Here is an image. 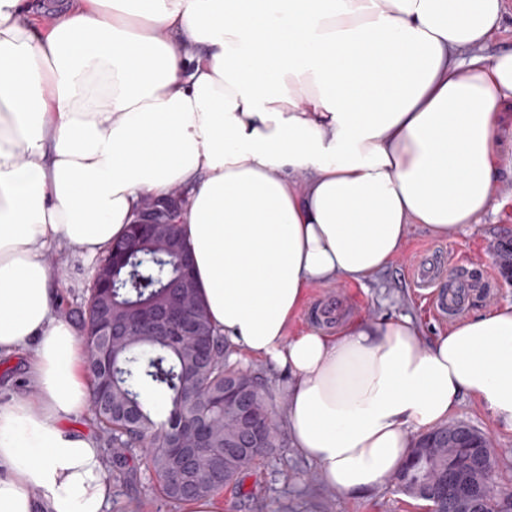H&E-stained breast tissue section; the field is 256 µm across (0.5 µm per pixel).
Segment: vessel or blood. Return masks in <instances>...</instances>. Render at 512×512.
Masks as SVG:
<instances>
[{
    "label": "vessel or blood",
    "instance_id": "vessel-or-blood-1",
    "mask_svg": "<svg viewBox=\"0 0 512 512\" xmlns=\"http://www.w3.org/2000/svg\"><path fill=\"white\" fill-rule=\"evenodd\" d=\"M458 266L459 274L445 282L439 278L438 266L416 263L408 268V275L417 287L432 290L433 315L444 323L464 310L473 288H481L486 293L494 283L492 272L487 267H480L478 276L474 277L468 272V261H459Z\"/></svg>",
    "mask_w": 512,
    "mask_h": 512
}]
</instances>
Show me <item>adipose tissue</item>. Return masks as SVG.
Listing matches in <instances>:
<instances>
[{"label": "adipose tissue", "instance_id": "1", "mask_svg": "<svg viewBox=\"0 0 512 512\" xmlns=\"http://www.w3.org/2000/svg\"><path fill=\"white\" fill-rule=\"evenodd\" d=\"M0 0V512H110L101 450L69 424L84 346L51 251L107 253L144 197L173 204L212 324L287 373L291 445L343 495L477 399L512 430V307L423 340L404 315L294 329L309 288L365 284L411 225L495 209L512 50L504 0ZM506 15L501 29L494 35L487 44L486 52L493 53L502 49L512 47V0H506ZM31 383L19 356L0 357V400L14 392L31 391Z\"/></svg>", "mask_w": 512, "mask_h": 512}]
</instances>
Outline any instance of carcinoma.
<instances>
[{"instance_id": "carcinoma-1", "label": "carcinoma", "mask_w": 512, "mask_h": 512, "mask_svg": "<svg viewBox=\"0 0 512 512\" xmlns=\"http://www.w3.org/2000/svg\"><path fill=\"white\" fill-rule=\"evenodd\" d=\"M116 252L124 254V263L114 272ZM98 271L114 276L108 302L94 280L78 319L91 412L112 468L124 474L129 461L138 460L171 509L242 482L277 447L276 428L255 377L229 360L196 282L181 289V296L199 335L172 341L137 326L170 303L169 284L184 272L179 255L158 250L131 229L113 243ZM105 308L130 326L106 362L100 357L101 337L93 333ZM147 391L163 394L169 408L162 412L150 404L143 397ZM481 438V431L463 422L432 429L414 444L396 482L409 496L432 503L433 512H452L448 471L480 476Z\"/></svg>"}]
</instances>
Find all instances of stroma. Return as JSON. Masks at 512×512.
Segmentation results:
<instances>
[{"label":"stroma","mask_w":512,"mask_h":512,"mask_svg":"<svg viewBox=\"0 0 512 512\" xmlns=\"http://www.w3.org/2000/svg\"><path fill=\"white\" fill-rule=\"evenodd\" d=\"M498 210L488 212L477 224L461 234L439 238L422 225H412L402 253L378 272L367 286L339 284L311 289L298 323L313 324V312L337 305L347 316L373 318L408 315L419 325L424 338L445 333L446 328L430 314L428 305L406 275V266L426 256L446 252L461 259L477 258L494 265L493 248L512 237V177H505L497 188ZM50 262L61 265L58 286V314L83 306L91 283L90 268L78 252L50 255ZM450 423L464 422L490 433L496 450V499L512 490V431L496 425L476 399L463 398L449 417ZM280 443L263 457L243 484L224 488L218 494L220 512H251L252 496L264 499V512H428L427 502L406 496L394 482H386L376 492L363 497H347L324 483L315 464L292 448L285 427H278ZM112 485V512H158L155 495L145 474L136 478L109 475Z\"/></svg>","instance_id":"35a3bbf8"}]
</instances>
